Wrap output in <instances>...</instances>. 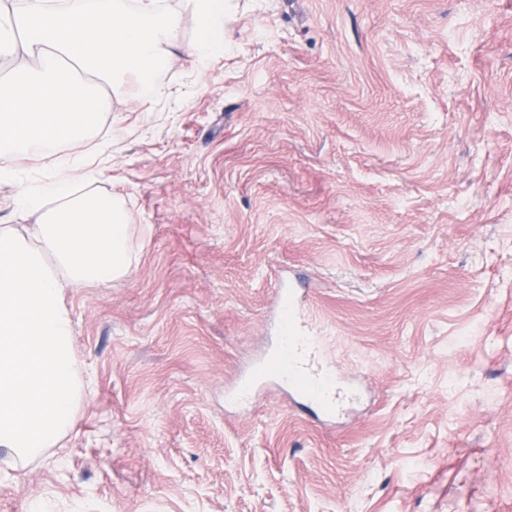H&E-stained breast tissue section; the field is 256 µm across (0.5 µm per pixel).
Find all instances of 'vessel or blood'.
<instances>
[{"instance_id":"obj_1","label":"vessel or blood","mask_w":512,"mask_h":512,"mask_svg":"<svg viewBox=\"0 0 512 512\" xmlns=\"http://www.w3.org/2000/svg\"><path fill=\"white\" fill-rule=\"evenodd\" d=\"M277 295L288 311L289 329L274 358L257 363L251 378L241 382L238 393L250 395L252 381L258 377H290L294 380L291 387L292 403L311 410L319 421H331L340 403L342 390L332 381L328 369L316 359L312 339L298 320L299 306L304 299L302 291L282 279L278 282Z\"/></svg>"}]
</instances>
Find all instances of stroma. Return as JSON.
Segmentation results:
<instances>
[{
	"instance_id": "stroma-1",
	"label": "stroma",
	"mask_w": 512,
	"mask_h": 512,
	"mask_svg": "<svg viewBox=\"0 0 512 512\" xmlns=\"http://www.w3.org/2000/svg\"><path fill=\"white\" fill-rule=\"evenodd\" d=\"M89 189L136 259L68 291L89 388L63 447L0 468V512H512V0H230ZM360 379L327 425L268 386L274 274Z\"/></svg>"
}]
</instances>
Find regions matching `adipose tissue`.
I'll use <instances>...</instances> for the list:
<instances>
[{
    "instance_id": "adipose-tissue-1",
    "label": "adipose tissue",
    "mask_w": 512,
    "mask_h": 512,
    "mask_svg": "<svg viewBox=\"0 0 512 512\" xmlns=\"http://www.w3.org/2000/svg\"><path fill=\"white\" fill-rule=\"evenodd\" d=\"M185 6L190 43L163 0H0V182L16 189L15 221L0 226V462L36 459L75 429L86 384L64 291L111 285L135 256L122 198L79 192L99 171L69 148L93 140L105 91L131 85L147 104L175 53L223 52L225 0Z\"/></svg>"
}]
</instances>
